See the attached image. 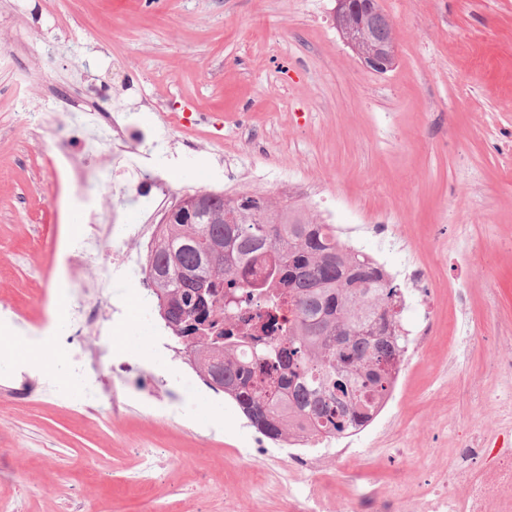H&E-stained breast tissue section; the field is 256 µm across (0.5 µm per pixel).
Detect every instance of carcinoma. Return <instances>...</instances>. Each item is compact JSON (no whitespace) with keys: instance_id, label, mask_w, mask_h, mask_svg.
<instances>
[{"instance_id":"1","label":"carcinoma","mask_w":512,"mask_h":512,"mask_svg":"<svg viewBox=\"0 0 512 512\" xmlns=\"http://www.w3.org/2000/svg\"><path fill=\"white\" fill-rule=\"evenodd\" d=\"M144 273L156 304L183 319L172 335L195 356L197 374L219 355L214 391L274 442L298 430L344 437L393 392L407 350L399 288L332 224L261 194L247 206L225 193L189 224L159 225ZM255 295L263 307L253 312ZM243 343L247 361L237 357Z\"/></svg>"}]
</instances>
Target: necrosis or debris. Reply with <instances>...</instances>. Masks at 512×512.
Returning a JSON list of instances; mask_svg holds the SVG:
<instances>
[{
    "label": "necrosis or debris",
    "instance_id": "obj_1",
    "mask_svg": "<svg viewBox=\"0 0 512 512\" xmlns=\"http://www.w3.org/2000/svg\"><path fill=\"white\" fill-rule=\"evenodd\" d=\"M70 126H59L58 137L68 127L87 130L81 152L94 158L111 148L116 160L114 178L122 189L140 181V153L128 144L124 119L120 112L74 108ZM110 245L101 234L84 236L74 254L71 267L88 272L94 299L81 303L67 313L78 331L97 333L112 318V271L101 261ZM494 366L498 385L481 399L491 407L502 424L501 430L479 428L458 431L448 450V467L434 471L431 478L408 489L394 484L390 492L353 487L346 512H512V445L506 443V431L512 429V330L498 336ZM348 448L317 455L304 448L287 453L293 487L284 512H336V499L323 487V474L336 463L352 458Z\"/></svg>",
    "mask_w": 512,
    "mask_h": 512
}]
</instances>
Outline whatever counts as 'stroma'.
<instances>
[{
    "label": "stroma",
    "mask_w": 512,
    "mask_h": 512,
    "mask_svg": "<svg viewBox=\"0 0 512 512\" xmlns=\"http://www.w3.org/2000/svg\"><path fill=\"white\" fill-rule=\"evenodd\" d=\"M378 3L397 43L383 73L344 42L336 0H0V47L26 44L0 66V303L18 319L0 350L57 337L52 368L0 357V512H283L289 486L283 458L241 463L270 440L196 375L157 310L132 308L151 290L142 264L114 273L110 335L59 326V299L86 298L85 273L66 268L72 221L115 209L111 245L143 254L148 241H128L127 227L146 201L112 185L110 152L69 162L49 129L18 126L22 71L38 76L34 110L53 83L84 101L109 86L132 144L155 136L163 112H183L190 129L147 162L171 196L295 194L390 274L410 341L386 406L349 439L373 451L358 467L365 484L414 486L446 465L453 430L498 428L476 396L512 322V0ZM76 37L96 66L42 49ZM417 268L429 273L425 305L408 279ZM461 301L474 343L452 371ZM427 314L431 338L413 341ZM145 448L156 468L144 488Z\"/></svg>",
    "instance_id": "stroma-1"
}]
</instances>
